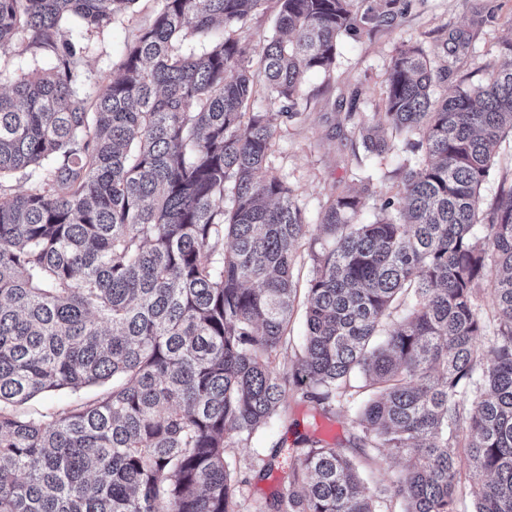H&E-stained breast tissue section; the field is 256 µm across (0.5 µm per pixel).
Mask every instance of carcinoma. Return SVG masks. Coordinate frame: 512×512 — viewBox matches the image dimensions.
Segmentation results:
<instances>
[{
    "label": "carcinoma",
    "mask_w": 512,
    "mask_h": 512,
    "mask_svg": "<svg viewBox=\"0 0 512 512\" xmlns=\"http://www.w3.org/2000/svg\"><path fill=\"white\" fill-rule=\"evenodd\" d=\"M135 2L0 0V47L52 60L17 78L0 68V512H239L227 449L290 387L325 413L344 406L356 371L368 398L350 448H394L406 469L371 495L347 449L304 437L254 512H378L380 499L460 512L464 459L472 512H512V186L473 232L512 134V64L440 98L448 66L397 52L383 111L359 133L370 153L416 134L415 161L371 224L354 223L361 195L327 197L307 334L285 372L310 230L267 166L273 129L253 105L261 82L292 116L305 73L332 70L337 38L358 31L352 0H278L260 76L230 31L263 0H162L123 74L81 91L86 35ZM189 37L209 48L183 52ZM17 178L26 191L11 192ZM90 386L63 408L26 407Z\"/></svg>",
    "instance_id": "cac0c4a2"
}]
</instances>
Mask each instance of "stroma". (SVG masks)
Instances as JSON below:
<instances>
[{
	"mask_svg": "<svg viewBox=\"0 0 512 512\" xmlns=\"http://www.w3.org/2000/svg\"><path fill=\"white\" fill-rule=\"evenodd\" d=\"M161 6V0H137L132 10L89 35L80 58L89 92H102L120 76L127 44L152 22ZM369 8L386 13L385 22L365 25L359 35L338 39L333 70L306 74L292 117L280 116L278 104L267 96L257 100L258 108L272 115L268 165L292 187L312 225L317 224L321 206L332 192L369 190L370 197L356 218L360 224L373 222L382 202L397 196V183L390 173L408 156L403 139H391L388 151L378 156L364 150L358 128L370 113L382 110L385 79L399 48L423 46L435 65H447V79L436 86L440 97L459 84L485 82L492 65L507 60L503 46L512 40V0L353 2L355 13ZM277 10V0H263L239 24L235 38L253 48L271 37ZM355 419V407L325 413L299 391L289 390L284 412L228 451L240 476L247 479L237 494L241 512H251L256 502L278 489L294 464L298 437L340 444L353 433ZM355 459L372 492L408 464L406 457L388 448L376 452L374 459L361 453ZM267 460L274 463L270 476L252 479L253 470Z\"/></svg>",
	"mask_w": 512,
	"mask_h": 512,
	"instance_id": "1",
	"label": "stroma"
}]
</instances>
